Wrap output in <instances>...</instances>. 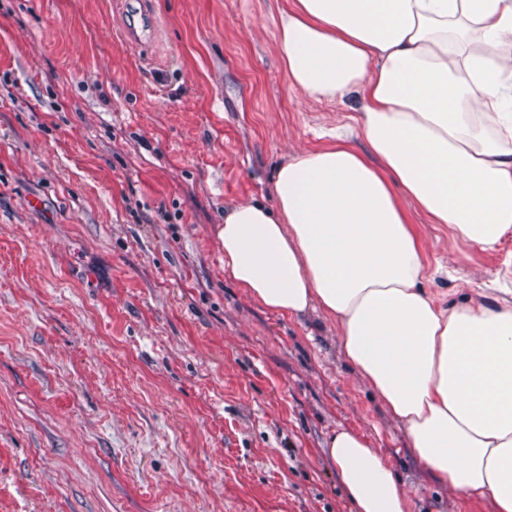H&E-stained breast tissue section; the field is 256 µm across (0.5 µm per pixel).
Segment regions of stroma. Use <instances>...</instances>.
<instances>
[{"instance_id":"1","label":"stroma","mask_w":512,"mask_h":512,"mask_svg":"<svg viewBox=\"0 0 512 512\" xmlns=\"http://www.w3.org/2000/svg\"><path fill=\"white\" fill-rule=\"evenodd\" d=\"M124 2L0 0V512H351L339 428L406 512H493L418 463L335 319L224 272L225 209L351 112L290 90L276 0H146L149 50ZM410 218L438 304L512 290V232Z\"/></svg>"}]
</instances>
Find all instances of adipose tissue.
I'll list each match as a JSON object with an SVG mask.
<instances>
[{"label": "adipose tissue", "mask_w": 512, "mask_h": 512, "mask_svg": "<svg viewBox=\"0 0 512 512\" xmlns=\"http://www.w3.org/2000/svg\"><path fill=\"white\" fill-rule=\"evenodd\" d=\"M272 21L290 88L356 99L353 128L279 168L275 208L227 209L224 271L279 316L336 318L425 469L512 512V303L437 307L406 211L484 252L512 232V0H286ZM327 448L354 512H405L362 435Z\"/></svg>", "instance_id": "adipose-tissue-1"}]
</instances>
